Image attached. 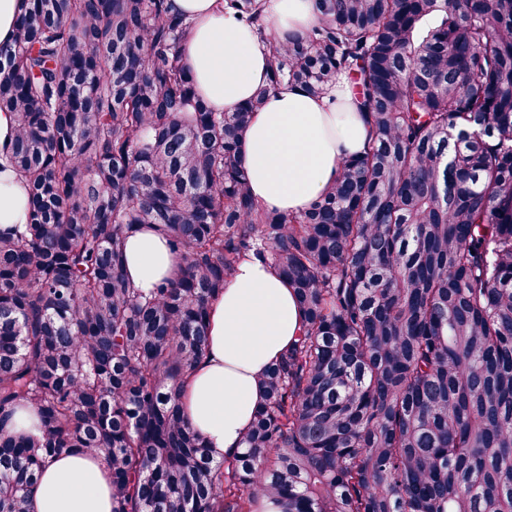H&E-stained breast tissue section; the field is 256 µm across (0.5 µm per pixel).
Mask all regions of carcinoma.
<instances>
[{"label":"carcinoma","mask_w":512,"mask_h":512,"mask_svg":"<svg viewBox=\"0 0 512 512\" xmlns=\"http://www.w3.org/2000/svg\"><path fill=\"white\" fill-rule=\"evenodd\" d=\"M288 42L256 0L269 83L215 112L168 0H25L0 44L8 163L26 223L0 232V512H29L46 459L100 453L112 512H512V0H316ZM344 76L370 139L309 208L250 193L241 137L267 93ZM183 257L150 295L128 232ZM271 257L304 312L266 370L243 453L217 462L179 383L210 302ZM5 428L13 434L40 435L41 433L39 420L29 409H16Z\"/></svg>","instance_id":"obj_1"}]
</instances>
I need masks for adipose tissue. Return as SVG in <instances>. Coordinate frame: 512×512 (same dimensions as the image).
Returning <instances> with one entry per match:
<instances>
[{
  "label": "adipose tissue",
  "instance_id": "1",
  "mask_svg": "<svg viewBox=\"0 0 512 512\" xmlns=\"http://www.w3.org/2000/svg\"><path fill=\"white\" fill-rule=\"evenodd\" d=\"M190 28L186 64L197 90L217 112H230L266 85V56L255 31L223 0H169ZM280 40L304 36L318 21L315 0H263ZM369 128L346 80L313 96L296 86L270 91L242 136L251 194L267 207L295 212L331 187L344 159L361 156ZM28 188L0 168V228L25 221ZM182 266L163 235L137 227L128 234L125 272L150 293ZM303 312L293 289L265 259L241 262L209 306L208 348L180 388L184 413L212 455L231 460L265 401L259 379L294 342ZM112 473L103 455L49 459L39 473L30 512H112Z\"/></svg>",
  "mask_w": 512,
  "mask_h": 512
}]
</instances>
